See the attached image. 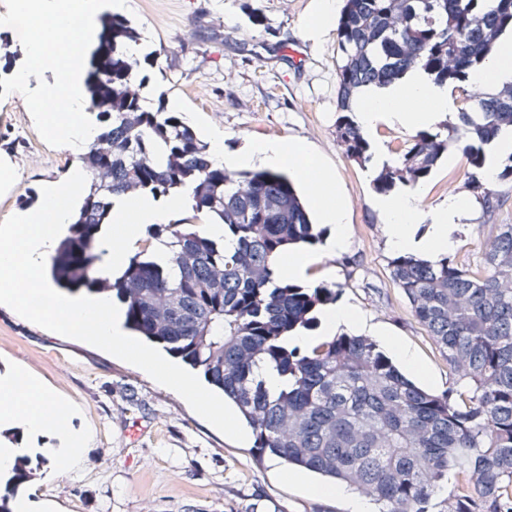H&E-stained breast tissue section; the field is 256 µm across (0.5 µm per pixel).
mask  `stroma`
I'll list each match as a JSON object with an SVG mask.
<instances>
[{"instance_id": "obj_1", "label": "stroma", "mask_w": 512, "mask_h": 512, "mask_svg": "<svg viewBox=\"0 0 512 512\" xmlns=\"http://www.w3.org/2000/svg\"><path fill=\"white\" fill-rule=\"evenodd\" d=\"M316 0H167L164 9L130 0L128 18L157 52L141 67L149 88L182 113L201 136L213 125L228 148L250 140L296 138L317 154L349 205L348 250L304 267L298 284L335 290L378 334L414 357L405 372L433 392L464 390L443 352L413 317L390 277L397 257L381 230L373 201L374 167L349 159L336 141L335 28L318 41L303 34ZM232 24H225L223 14ZM81 156L48 145L30 112L0 99V221L26 207ZM475 168L463 149L449 150L429 179L419 183L421 205L441 206L448 188L471 194ZM502 201L494 216L475 205L455 231L449 260L478 269L492 224H512V180L495 179ZM23 372L70 410L74 427L91 431L77 480L56 470L47 447L56 438L30 434L21 424L0 423V448L28 447L29 478L21 494L40 512H349L343 497L317 493L319 478L273 456H259L252 441L238 444L195 413L143 370L87 343L63 337L0 304V379Z\"/></svg>"}]
</instances>
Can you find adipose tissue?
<instances>
[{"label": "adipose tissue", "instance_id": "1", "mask_svg": "<svg viewBox=\"0 0 512 512\" xmlns=\"http://www.w3.org/2000/svg\"><path fill=\"white\" fill-rule=\"evenodd\" d=\"M469 81L476 88L512 83V39L503 41L495 55L470 74ZM454 108L455 102L447 86L433 83L422 68L417 67L399 81L367 93L358 103L355 114L361 129L367 132L384 117L407 129L433 127L449 118ZM225 140L224 131H211L209 154L214 166L237 169L268 163L293 168L311 187L321 222L329 228L328 234L316 243L314 252L296 251L287 260L277 262L276 272L281 279L296 278L314 256L333 258L347 250V208L340 200L333 178L302 142L289 137L255 140L242 149L230 151L225 147ZM189 200L190 194L186 191L166 199L143 193L123 199L112 210V221L118 224L120 233L108 243L103 267L122 265L131 243L147 226L169 223ZM375 207L392 248L417 251L432 261L440 260L453 249L455 227L471 210L464 194L452 192L445 204L433 214H426L418 193L413 190L380 197ZM423 222L429 225L427 233L416 236L414 227ZM13 421L23 422L32 432L50 428L63 434L68 431L66 408L27 379L0 385V422Z\"/></svg>", "mask_w": 512, "mask_h": 512}]
</instances>
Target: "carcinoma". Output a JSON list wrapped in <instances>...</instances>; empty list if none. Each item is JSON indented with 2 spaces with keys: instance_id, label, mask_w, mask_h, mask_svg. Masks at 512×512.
<instances>
[{
  "instance_id": "1",
  "label": "carcinoma",
  "mask_w": 512,
  "mask_h": 512,
  "mask_svg": "<svg viewBox=\"0 0 512 512\" xmlns=\"http://www.w3.org/2000/svg\"><path fill=\"white\" fill-rule=\"evenodd\" d=\"M124 36L106 65L94 54L86 77L87 115L98 135L83 158L91 179L52 257L54 285L73 293L106 290L126 306L124 327L199 371L251 428L257 452L353 487L379 512H512V224L495 235L482 269L414 255L391 261V277L416 320L470 393L437 394L403 374L372 339L339 334L304 348L284 339L317 324L320 307L336 301L328 287L306 288L275 277L272 263L288 248L313 244L321 230L283 171L227 173L213 166L203 141L180 113L149 106L137 68L153 65L141 36L122 16L103 28ZM512 33V0H344L337 19L336 138L367 166L370 143L353 119L372 87L399 80L415 66L440 85L458 88L470 104L458 122L423 131L398 161L374 179L382 192L426 180L448 149L461 145L480 168L485 149L512 128V88L473 97L463 84L498 40ZM122 82L127 109L101 108L102 89ZM473 191L489 214L500 195L478 177ZM192 189V209L224 225L208 237L194 224H155L146 241L172 244L171 276L143 249L112 279L97 275L105 250L89 227L109 223L113 201L139 190L155 197ZM234 247L227 250L224 239ZM281 377L272 391L263 372ZM468 488L438 505L433 498L451 473Z\"/></svg>"
}]
</instances>
